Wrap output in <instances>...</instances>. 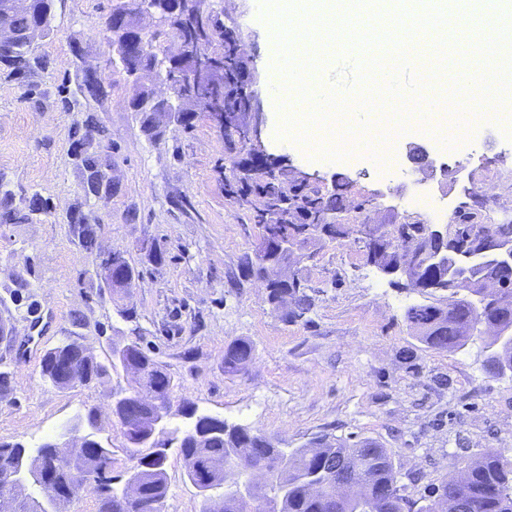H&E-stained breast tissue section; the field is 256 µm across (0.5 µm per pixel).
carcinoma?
I'll return each instance as SVG.
<instances>
[{"instance_id": "1", "label": "carcinoma", "mask_w": 512, "mask_h": 512, "mask_svg": "<svg viewBox=\"0 0 512 512\" xmlns=\"http://www.w3.org/2000/svg\"><path fill=\"white\" fill-rule=\"evenodd\" d=\"M152 4H166L173 11L172 25L182 23L191 9L189 0H149ZM52 7V0H29V6L13 16L15 32L14 48L0 51V65L8 75L27 78L49 66L48 59L36 54L31 48L30 33L40 24L45 10ZM205 32L201 48L224 57V69L206 79L195 75L192 64L184 60L174 64L172 71L182 74L186 80L197 82L221 98L226 111L233 116L234 123L227 130L243 128L247 118L242 102L235 92L244 88L238 78L244 61L234 48L224 46L227 33L207 12L195 20ZM155 36L147 38L150 55H124L116 52L119 64L127 74L141 67L149 66L158 58L154 50ZM80 88L95 99L108 95L104 80L94 74L82 77ZM183 96L181 125L193 126L201 109L198 101L180 89ZM145 95L142 86H134L130 97L131 108L141 116V127L151 137L163 136L162 118L166 112L157 108L145 112L139 103ZM95 129L94 116L89 115L83 123L70 132V149L78 146L83 151L78 161L81 173L106 171L107 163L102 152L87 145L89 135ZM251 184L247 190L254 195V205L263 232L259 242L264 257L291 267L303 257L299 252L281 249V243L288 237L295 248H301L315 233L327 232L341 237L349 236L351 229L344 225L327 230L321 227L317 218L331 214L339 215L346 210L345 194L350 183L339 181L336 191L322 193L303 180L282 175L248 174ZM47 209V202L38 194L26 200L25 209L14 207L9 193L0 196V224H22L31 216ZM455 222L452 235L455 244L452 253L438 260L436 251L427 238L424 224H393L387 233L394 237L385 242V234L373 238L368 244L367 257L387 263L397 262L401 251L412 248L419 256L416 267L417 284L421 293L427 295L426 303L413 304L405 311V320L416 338L429 348L440 351H458L475 336L483 335V327L493 329L484 339L487 353L488 372L496 377H512V345L501 341L512 335V317L502 319V309L493 300L479 299L484 285L497 282L502 285V294L511 297L507 304L512 306V270L489 260L469 257L467 245L475 240H492L500 248H512V224H476L471 213L452 218ZM100 225L85 222L78 231H69L87 255L97 250ZM306 285L292 273L284 282L268 284L269 304H275L286 294L291 308L284 313L286 319H296L307 313L312 306ZM116 356L104 363L94 356L78 359L80 374L88 382L96 383L111 375V370L121 367L126 372L137 373L144 384L157 388L161 400L172 395L176 383L165 365L150 356L137 344H125L114 350ZM254 345L248 339H236L224 348V371L237 373L252 361ZM153 406L144 405L140 417L131 418L116 410L125 438L141 431V426L150 420ZM84 428L90 430L87 437L90 446L79 453L72 470L59 473L45 486H38V494L28 491L27 486L18 485L12 495L18 504V512H47L51 489L57 486L77 488L84 478L93 475L100 480L103 499L98 501L96 512H148L147 504L158 502L167 496V455L165 442L151 441L138 447H128L126 452L132 465L126 472L134 473L141 483L143 496L129 499L124 490L115 486L112 476V449L101 444L92 430L96 429L98 410L88 409L77 417ZM203 428L210 435L197 439L188 431H182L181 453L185 463V475L193 483L211 480L218 485L245 483L249 474L245 471L232 472L225 458L226 449L234 448L239 455L254 465L272 469L284 461L288 465L287 481L279 478L258 489L250 500H238L228 496L220 512H412L411 503L403 494L397 473L392 463V451L373 439H360L353 443L330 441L319 438L309 444L286 451L274 446L272 440L261 432L247 427L229 426L224 421L204 415ZM29 457L20 443H0V468L22 466L27 469ZM320 483V490L311 494L307 484L311 480ZM425 504L417 512H512V458L502 452H488L474 458L460 477H450L442 482L431 495L424 498Z\"/></svg>"}]
</instances>
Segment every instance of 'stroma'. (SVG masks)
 <instances>
[{
	"mask_svg": "<svg viewBox=\"0 0 512 512\" xmlns=\"http://www.w3.org/2000/svg\"><path fill=\"white\" fill-rule=\"evenodd\" d=\"M116 0H54L51 34L38 52L50 61L37 72L34 98L23 82L0 73V194L16 206L39 194L49 211L23 224H0V318L13 336L0 340L10 393L0 398V441L32 448L48 441L88 408L103 414L100 436L112 449L115 471L128 467L127 442L108 418L110 392L133 383L123 369L110 380L60 391L40 376L44 353L65 341L100 360L113 346L139 343L166 365L177 389L174 404L230 425H244L298 448L327 435L371 438L392 451L405 494L417 500L471 458L501 451L512 456V378L485 368L481 341L450 353L427 348L408 328L407 306L420 291L401 287L366 260L361 225L423 222L406 209L417 192L442 199L449 213L472 211L482 224H512V106L472 125L466 152L443 153L436 134L413 126L383 132L390 150L376 158L371 144L341 161L280 140L278 92L271 82L275 51L259 0H211L223 26L233 28L241 55L260 76L263 109L259 141L289 168L319 175L322 191L349 177L345 238L320 235L298 264L313 300L301 319L284 321L242 262L261 237L253 210L227 186L244 176L251 152L227 141L207 113L192 128L169 126L158 139L143 132L128 101L133 79L113 62L105 21ZM111 82L107 97L82 95V66ZM71 109H63V97ZM94 115L106 133L104 157L120 191L108 204L85 199L69 150L71 128ZM424 147L446 174H423L408 148ZM82 208L99 224L101 249L123 251L140 273L136 286L112 298L89 270L86 253L68 233ZM161 250L154 263L150 248ZM28 288L15 287L17 279ZM244 338L255 345L248 368L224 371V349ZM168 492L163 512H199L201 499L185 476L178 446L167 450Z\"/></svg>",
	"mask_w": 512,
	"mask_h": 512,
	"instance_id": "35a3bbf8",
	"label": "stroma"
}]
</instances>
